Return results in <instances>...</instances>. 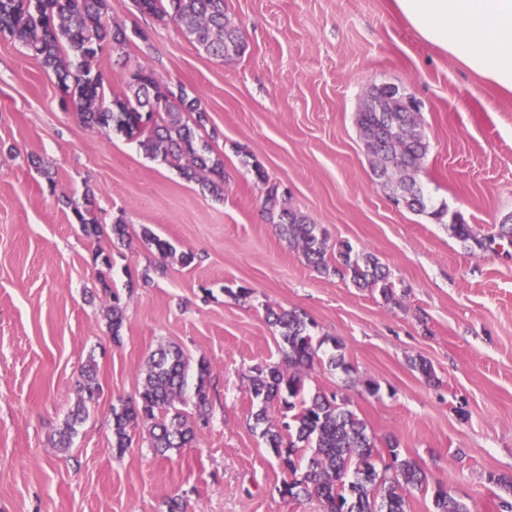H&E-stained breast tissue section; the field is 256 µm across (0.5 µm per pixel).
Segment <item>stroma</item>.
Segmentation results:
<instances>
[{"label":"stroma","mask_w":512,"mask_h":512,"mask_svg":"<svg viewBox=\"0 0 512 512\" xmlns=\"http://www.w3.org/2000/svg\"><path fill=\"white\" fill-rule=\"evenodd\" d=\"M108 3L139 36L124 56L100 55L105 89L146 64L161 85L198 98L224 155V197L123 134L82 125L60 108L54 76L0 33V512H168L173 499L184 512H322L317 500L279 495L286 474L255 427L251 369L281 358L269 306L305 312L316 335L344 346L351 372L315 363L309 392L347 396L380 453L397 440L470 512H507L512 247L467 249L429 212L396 203L356 116L371 86L415 96L428 205L482 237L512 224V93L421 40L391 0H225L247 50L223 60L134 0ZM247 155L329 243L385 264L394 301L310 267L267 220ZM87 192L100 223L123 217L127 243L83 235L64 200ZM146 227L195 262L168 261L143 284L160 261ZM98 245L112 252V290L126 307L117 341ZM241 286L252 291L244 302L230 295ZM169 343L210 361L211 422L190 448L159 455L138 428L117 452L112 409L138 400L150 355ZM90 360L99 396L71 446L56 447Z\"/></svg>","instance_id":"35a3bbf8"}]
</instances>
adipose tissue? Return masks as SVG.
<instances>
[{
	"label": "adipose tissue",
	"mask_w": 512,
	"mask_h": 512,
	"mask_svg": "<svg viewBox=\"0 0 512 512\" xmlns=\"http://www.w3.org/2000/svg\"><path fill=\"white\" fill-rule=\"evenodd\" d=\"M393 9L423 41L512 92V0H393Z\"/></svg>",
	"instance_id": "ef3b65f1"
}]
</instances>
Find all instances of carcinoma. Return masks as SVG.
I'll return each instance as SVG.
<instances>
[{
    "instance_id": "carcinoma-1",
    "label": "carcinoma",
    "mask_w": 512,
    "mask_h": 512,
    "mask_svg": "<svg viewBox=\"0 0 512 512\" xmlns=\"http://www.w3.org/2000/svg\"><path fill=\"white\" fill-rule=\"evenodd\" d=\"M136 5L143 14L184 27L211 56H241L247 49L242 30L225 13L224 0H136ZM0 33L8 34L55 76L60 106L73 108L84 126L105 133L114 128L122 132L126 125L137 126L142 113L147 112L149 123L136 137L146 153L178 170L186 180L198 183L210 195H224V157L203 135L207 115L198 99L184 92L176 95L161 86L153 71L143 65L137 66L123 87L105 91L95 68L103 47L123 49L130 41L126 27L112 20L108 0H0ZM384 93L382 86L368 93L358 112L360 133L375 176L395 183L404 205L422 213L427 204L417 175L428 145L420 131L419 112L412 110L405 98L386 100ZM251 168L263 186L268 220L288 236V242L309 266L347 278L358 288H371L387 302L394 300V282L377 258L354 252L348 243L339 244L334 254L329 252L324 230L286 207L278 185L269 183L259 164L253 163ZM66 205L86 238L98 241L106 235L119 243L128 238L122 219L108 227L98 222L89 193H84L83 202L69 198ZM449 228L459 240L482 249H490L499 241L512 246V224H501L497 234L483 238L459 220ZM141 237L161 258L154 269L158 274L164 273L165 261L175 256L184 266L195 260L192 252L175 255L171 244L147 227ZM99 283L110 298L109 325L117 341L126 321L125 309L110 291L103 272L99 273ZM265 318L279 331L282 358L253 367L250 393L252 401L259 404L253 417L256 424L264 425L261 436L269 452L288 470V478L279 488L282 497H315L324 512H407L408 494L424 489L432 493L434 512H470L443 483L429 484L417 462L399 458L393 446V464L378 468L374 439L365 422L348 408L346 398L321 391L306 394L307 371L319 359L324 344L332 343L335 350L329 366L352 371L336 339L315 338L314 322L296 309L267 306ZM211 378L212 366L206 357L192 364L174 344L156 350L147 362L139 400L112 407V447L124 451L131 442L130 431L140 425L147 428L151 447L162 456L195 444L210 421ZM98 390L97 366L90 360L81 369L72 417L59 431L60 447L69 444L75 424L86 412V403L94 400ZM274 401L282 405L283 420L277 424L267 416V405ZM187 405L193 411H186Z\"/></svg>"
}]
</instances>
